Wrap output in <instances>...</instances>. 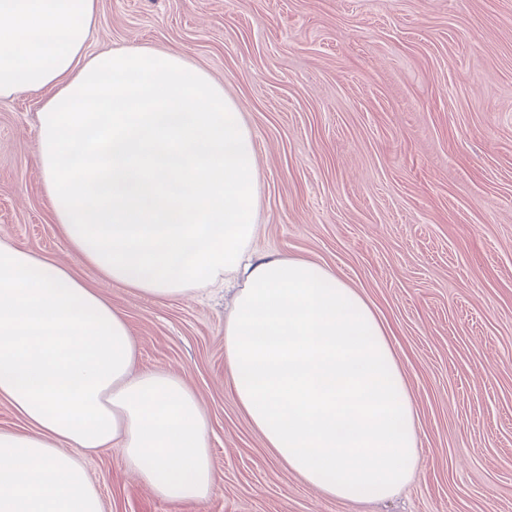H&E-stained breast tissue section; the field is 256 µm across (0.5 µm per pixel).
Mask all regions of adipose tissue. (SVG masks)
<instances>
[{"label": "adipose tissue", "mask_w": 512, "mask_h": 512, "mask_svg": "<svg viewBox=\"0 0 512 512\" xmlns=\"http://www.w3.org/2000/svg\"><path fill=\"white\" fill-rule=\"evenodd\" d=\"M98 0H0V98L50 90L37 163L74 255L103 281L166 300L236 284L225 382L306 485L357 503L414 477L417 413L382 316L328 267L253 247L254 136L183 54L85 49ZM123 311L71 270L0 240V512H103L84 456L119 449L170 502L218 485L182 376L138 366Z\"/></svg>", "instance_id": "1"}]
</instances>
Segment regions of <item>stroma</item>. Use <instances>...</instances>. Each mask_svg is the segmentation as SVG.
<instances>
[{
	"instance_id": "1",
	"label": "stroma",
	"mask_w": 512,
	"mask_h": 512,
	"mask_svg": "<svg viewBox=\"0 0 512 512\" xmlns=\"http://www.w3.org/2000/svg\"><path fill=\"white\" fill-rule=\"evenodd\" d=\"M183 52L257 145L256 247L326 264L394 334L421 455L389 512H512V0H98L87 53ZM48 91L0 99V238L66 264L37 165ZM139 365L182 374L220 478L171 503L118 449L87 458L105 512H379L310 489L224 382L223 296L112 285Z\"/></svg>"
}]
</instances>
